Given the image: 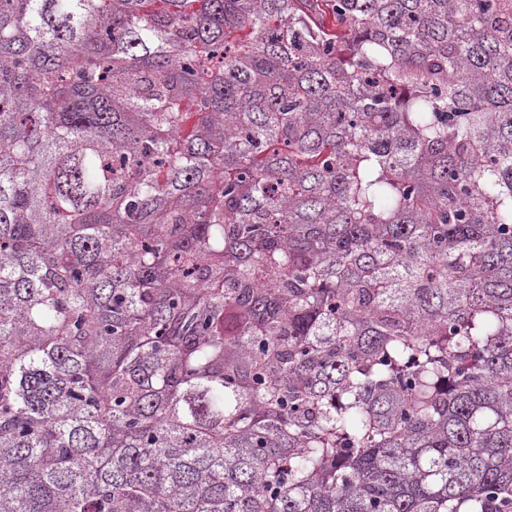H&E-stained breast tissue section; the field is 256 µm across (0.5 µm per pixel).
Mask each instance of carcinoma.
Listing matches in <instances>:
<instances>
[{"mask_svg": "<svg viewBox=\"0 0 512 512\" xmlns=\"http://www.w3.org/2000/svg\"><path fill=\"white\" fill-rule=\"evenodd\" d=\"M0 512H512V0H0Z\"/></svg>", "mask_w": 512, "mask_h": 512, "instance_id": "1", "label": "carcinoma"}]
</instances>
